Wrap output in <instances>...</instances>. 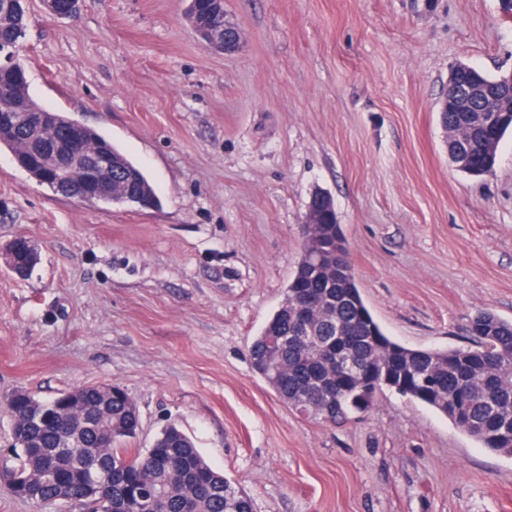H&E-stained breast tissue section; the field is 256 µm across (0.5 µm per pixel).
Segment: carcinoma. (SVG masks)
<instances>
[{
	"label": "carcinoma",
	"mask_w": 512,
	"mask_h": 512,
	"mask_svg": "<svg viewBox=\"0 0 512 512\" xmlns=\"http://www.w3.org/2000/svg\"><path fill=\"white\" fill-rule=\"evenodd\" d=\"M24 4L0 0V50H15L25 35ZM466 77L512 90V73L491 77L465 65ZM17 99L39 109L27 81L0 79V107ZM448 133V157L474 154L463 173L492 172L502 137L512 131L507 116L485 129L468 112L439 110ZM88 136L112 156V174L125 176L123 203L158 205L156 192L139 165L93 128ZM325 223L302 237L336 256L328 272L300 259L284 299L249 346L252 368L296 414L336 425L367 411L378 394L392 391L446 417L482 447L512 456V321L489 309L468 318L471 344L413 349L387 336L357 287L349 250L336 251L332 199L315 201ZM84 409L66 405L65 394L43 401L50 418L24 420V395L7 409L15 456L0 463V484L36 506L62 497L83 512H254L251 496L215 470L190 438L168 425L144 453L128 457L126 440L140 428L138 409L120 386L105 392L84 388Z\"/></svg>",
	"instance_id": "obj_1"
}]
</instances>
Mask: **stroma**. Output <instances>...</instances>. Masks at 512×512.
I'll return each mask as SVG.
<instances>
[{
    "label": "stroma",
    "instance_id": "1",
    "mask_svg": "<svg viewBox=\"0 0 512 512\" xmlns=\"http://www.w3.org/2000/svg\"><path fill=\"white\" fill-rule=\"evenodd\" d=\"M185 0H27L18 60L40 104L103 133L160 206L86 203L0 149V398L93 383L140 412L129 447L174 424L255 512H512V456L392 392L361 417L299 416L248 348L301 257L310 197L333 198L360 294L411 348L512 320V133L490 175L448 159L439 97L459 61L512 71L500 0H224V54ZM25 236L37 264L6 266ZM205 1H214L212 7H215V13L211 15L209 26L198 33L200 39L217 52L237 50L242 44L240 29L224 11L217 9L216 4L219 0Z\"/></svg>",
    "mask_w": 512,
    "mask_h": 512
}]
</instances>
